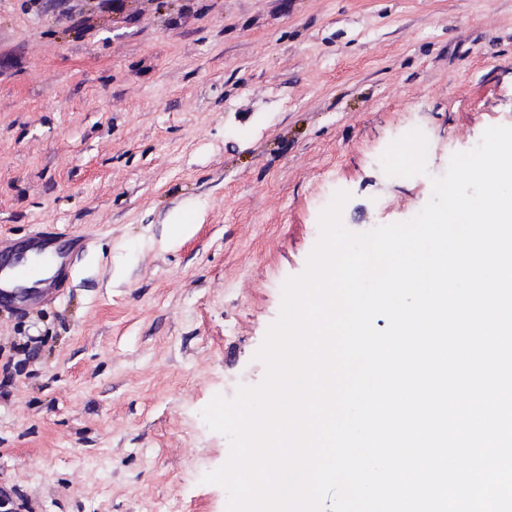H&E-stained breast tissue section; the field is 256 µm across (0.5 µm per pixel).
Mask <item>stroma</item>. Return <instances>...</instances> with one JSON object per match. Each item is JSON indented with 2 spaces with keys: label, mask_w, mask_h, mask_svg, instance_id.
<instances>
[{
  "label": "stroma",
  "mask_w": 512,
  "mask_h": 512,
  "mask_svg": "<svg viewBox=\"0 0 512 512\" xmlns=\"http://www.w3.org/2000/svg\"><path fill=\"white\" fill-rule=\"evenodd\" d=\"M491 126L512 0H0V237L87 239L0 307L10 512H226L201 412L263 379L321 211L409 220Z\"/></svg>",
  "instance_id": "stroma-1"
}]
</instances>
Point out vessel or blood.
<instances>
[{
    "label": "vessel or blood",
    "mask_w": 512,
    "mask_h": 512,
    "mask_svg": "<svg viewBox=\"0 0 512 512\" xmlns=\"http://www.w3.org/2000/svg\"><path fill=\"white\" fill-rule=\"evenodd\" d=\"M81 243V237L49 232L34 234L14 249L0 244V304L27 303L32 299V291L42 285V271L31 264V256L42 257L61 271Z\"/></svg>",
    "instance_id": "b4317fda"
}]
</instances>
